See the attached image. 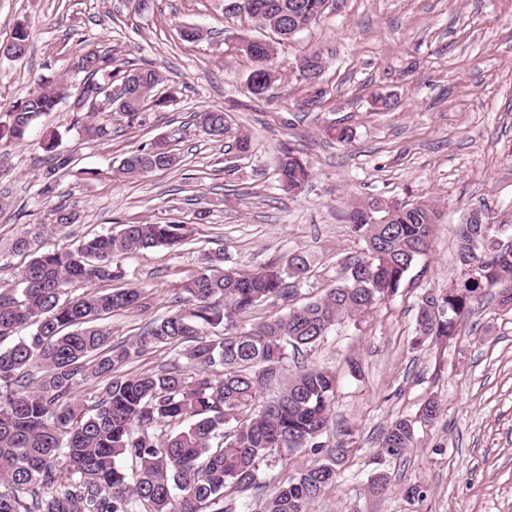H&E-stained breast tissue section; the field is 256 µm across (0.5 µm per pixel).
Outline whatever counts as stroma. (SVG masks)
<instances>
[{
	"label": "stroma",
	"instance_id": "1",
	"mask_svg": "<svg viewBox=\"0 0 512 512\" xmlns=\"http://www.w3.org/2000/svg\"><path fill=\"white\" fill-rule=\"evenodd\" d=\"M23 20L33 39L24 58L0 57L1 104L65 71L90 42L111 49L116 64H153L163 90H175L176 98L140 125L118 112L95 114L93 123L110 131L103 139L84 136L63 104L11 146V166L0 176L12 189L10 205L0 208V279L13 280L27 264L12 242L38 225L47 228L38 242L44 250L70 248L123 224L194 225L192 241L179 250L123 258L127 282L154 297L147 312L107 318L113 341H124L171 310L181 281L208 251L224 249L250 269L291 251L311 255L312 275L294 296L300 304L334 285L342 262L363 255L341 218L347 203L374 195L432 201L438 218L431 244L398 292L364 317L337 324L308 356L338 376L322 440L330 447L351 443L340 476L313 512H512V309L487 296L457 339L409 346L424 293L460 277L455 229L472 208L485 207L500 241L512 244V0H344L279 52L286 64L323 55L328 94L315 112L299 110L305 90L294 78L268 102L241 109L252 63L229 43L263 31L225 13L224 0H151L140 14L131 0H0V41ZM185 25L201 27L205 39L182 41ZM380 92L394 93L398 108L374 109ZM213 107L231 109L234 130L251 138L246 156L226 161L225 141L198 127L196 113ZM333 124L350 127L351 141L326 139L322 130ZM46 128L60 133V150L73 157L49 198L38 194ZM173 130L180 133L179 166L117 175L125 156ZM285 146L313 169L295 198L275 182ZM86 169L97 178L84 179ZM61 204L78 219L55 229L52 210ZM201 211L208 214L202 221ZM350 357L359 374L348 371ZM431 397L441 401L439 415L417 421ZM401 417L416 421L414 448L398 459L378 458L385 428ZM380 473L388 490L377 495L371 483ZM412 484L427 489L423 503L405 498Z\"/></svg>",
	"mask_w": 512,
	"mask_h": 512
}]
</instances>
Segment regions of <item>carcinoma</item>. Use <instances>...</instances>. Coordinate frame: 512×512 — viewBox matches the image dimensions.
Listing matches in <instances>:
<instances>
[{
	"instance_id": "obj_1",
	"label": "carcinoma",
	"mask_w": 512,
	"mask_h": 512,
	"mask_svg": "<svg viewBox=\"0 0 512 512\" xmlns=\"http://www.w3.org/2000/svg\"><path fill=\"white\" fill-rule=\"evenodd\" d=\"M226 11L245 14L275 39L251 38L243 49L253 63L249 92L266 99L283 80L277 47L290 41L299 21L309 27L325 14L324 0H225ZM31 28L17 25L9 40L14 54L27 52ZM301 73L303 107L323 103L326 61L313 53ZM83 91L64 79H44L13 101L0 124V142L21 143L41 118L70 101L72 111L93 115L103 88L120 83L121 105L108 111L130 122L145 120V107L173 101L157 92L163 83L151 64L121 69L108 50L83 52ZM202 131L229 136L231 117L221 109L198 114ZM60 134L48 133L49 153L40 194L55 189L56 176L73 157L57 151ZM177 163L174 149L155 141L122 159L116 173L144 176ZM277 189L295 195L312 177L309 162L289 147L276 159ZM364 243V258L347 264L338 283L300 305L289 304V284L313 272L310 256L291 251L260 268L231 264L219 249L180 289L183 304L148 322L128 341L114 343L98 322L114 312H144L151 293L141 287L85 291L73 285L125 278L124 256L187 243L192 228L173 222L125 224L113 234L82 240L73 248L31 252L23 233L12 243L32 253L19 282H0V343L25 326L33 333L0 347V512H311L336 483L348 453L343 443L321 442L333 410L336 372L305 359L343 318L361 317L395 294L428 247L437 209L427 201L396 203L384 197L355 202L342 215ZM487 213L482 223L456 231L461 280L427 293L417 310L414 349L458 336L461 318L497 290L512 306V246L497 241ZM262 304L280 306L248 329L243 319ZM170 360L134 375L124 367L149 351ZM415 420L390 423L379 454L396 458L414 445ZM307 462L267 489L261 466Z\"/></svg>"
}]
</instances>
